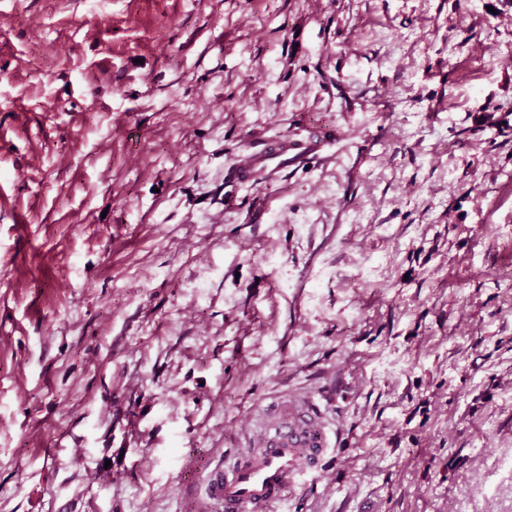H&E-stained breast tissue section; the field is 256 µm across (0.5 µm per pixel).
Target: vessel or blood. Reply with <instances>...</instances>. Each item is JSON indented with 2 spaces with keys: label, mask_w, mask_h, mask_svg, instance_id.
Listing matches in <instances>:
<instances>
[{
  "label": "vessel or blood",
  "mask_w": 512,
  "mask_h": 512,
  "mask_svg": "<svg viewBox=\"0 0 512 512\" xmlns=\"http://www.w3.org/2000/svg\"><path fill=\"white\" fill-rule=\"evenodd\" d=\"M303 144L279 137L249 145L232 171L244 183L263 175L275 177L288 161L305 159ZM249 452L225 459L207 478V494L220 500L224 512H277L291 485L318 469L327 435L309 406L289 407L256 428Z\"/></svg>",
  "instance_id": "1"
}]
</instances>
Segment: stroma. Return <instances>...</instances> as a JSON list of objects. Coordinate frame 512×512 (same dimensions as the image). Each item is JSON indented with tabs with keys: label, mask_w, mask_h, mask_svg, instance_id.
Instances as JSON below:
<instances>
[{
	"label": "stroma",
	"mask_w": 512,
	"mask_h": 512,
	"mask_svg": "<svg viewBox=\"0 0 512 512\" xmlns=\"http://www.w3.org/2000/svg\"><path fill=\"white\" fill-rule=\"evenodd\" d=\"M293 399L280 512H512V0H0V512H223ZM313 142H318V138L304 145L283 136L251 144L235 164L232 179L239 183L249 182L259 175L274 179L289 159L300 162L307 158L304 150L315 146ZM251 450L224 458L207 478V494L224 512H276L288 488L318 469L327 447L322 421L309 403L287 407L267 425L256 428Z\"/></svg>",
	"instance_id": "1"
}]
</instances>
